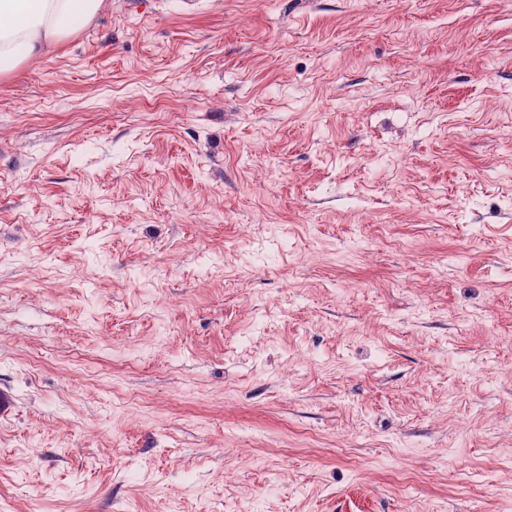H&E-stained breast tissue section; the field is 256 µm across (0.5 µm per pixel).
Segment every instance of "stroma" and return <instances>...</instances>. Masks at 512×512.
Listing matches in <instances>:
<instances>
[{"mask_svg":"<svg viewBox=\"0 0 512 512\" xmlns=\"http://www.w3.org/2000/svg\"><path fill=\"white\" fill-rule=\"evenodd\" d=\"M509 100L512 0H104L0 76V512H512Z\"/></svg>","mask_w":512,"mask_h":512,"instance_id":"obj_1","label":"stroma"}]
</instances>
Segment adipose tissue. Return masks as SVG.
I'll return each mask as SVG.
<instances>
[{
	"label": "adipose tissue",
	"instance_id": "obj_1",
	"mask_svg": "<svg viewBox=\"0 0 512 512\" xmlns=\"http://www.w3.org/2000/svg\"><path fill=\"white\" fill-rule=\"evenodd\" d=\"M102 0H0V75L52 50L73 21L91 22Z\"/></svg>",
	"mask_w": 512,
	"mask_h": 512
}]
</instances>
